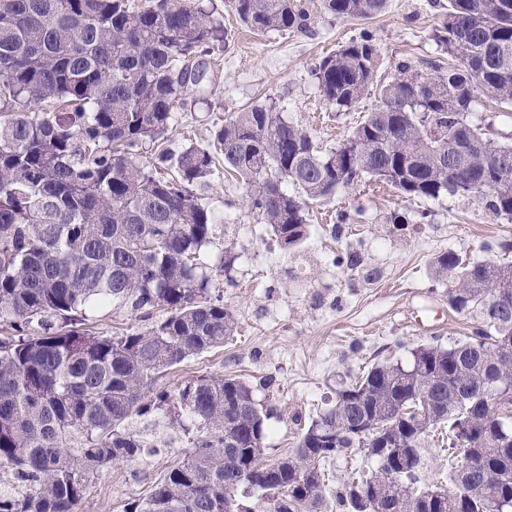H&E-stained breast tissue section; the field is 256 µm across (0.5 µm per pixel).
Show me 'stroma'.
Instances as JSON below:
<instances>
[{
	"mask_svg": "<svg viewBox=\"0 0 512 512\" xmlns=\"http://www.w3.org/2000/svg\"><path fill=\"white\" fill-rule=\"evenodd\" d=\"M313 17L305 32L258 34L225 12V47L211 57L207 101L187 102L168 130L171 147L207 144L214 124L257 100L275 103L291 123L324 148L346 139L377 101L369 91L346 111L326 105L313 68L351 39L372 33L380 46L379 79L398 62L427 72L449 57L434 40L448 0H389L366 21L324 14L308 0ZM202 203L215 217V251L231 250L235 261L213 284L238 322L224 347L208 351L163 377L173 386L201 373L232 374L258 383L272 376L271 397L279 415L269 422L268 459L290 452L299 427L310 422L336 386L380 360L408 362L411 349L469 335L470 318L448 307V284L432 270L435 257L454 251L468 261L512 263V221L498 219L484 204L442 197L408 199L390 185L361 182L311 205L309 234L290 250L245 205V189L216 162ZM404 223H391L394 215ZM301 421V422H302ZM134 431L162 439L167 450L144 461L105 470L92 484L80 512H123L147 496L154 481L182 458L183 434L142 421Z\"/></svg>",
	"mask_w": 512,
	"mask_h": 512,
	"instance_id": "1",
	"label": "stroma"
}]
</instances>
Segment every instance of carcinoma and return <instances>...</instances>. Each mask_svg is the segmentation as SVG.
<instances>
[{
  "instance_id": "carcinoma-1",
  "label": "carcinoma",
  "mask_w": 512,
  "mask_h": 512,
  "mask_svg": "<svg viewBox=\"0 0 512 512\" xmlns=\"http://www.w3.org/2000/svg\"><path fill=\"white\" fill-rule=\"evenodd\" d=\"M248 28L304 31L307 0H224ZM387 0H321L324 13L369 20ZM224 16L202 0H0V512H79L89 485L112 465L158 445L130 430L153 416L187 436L181 461L124 512H328L322 463L362 448L376 468L336 488L348 512H512V264L433 261L448 307L472 333L426 343L405 364L382 362L341 383L301 428L296 447L267 463L274 380L255 387L203 373L169 389L159 379L224 346L238 323L213 289L228 269L214 217L196 195L213 172L241 181L246 206L293 248L309 204L370 177L407 198L481 202L512 219V142L475 123L481 97L512 117V0H448L436 43L454 63L434 72L407 62L377 86L379 105L326 149L271 103L255 101L214 127L206 146H165L186 96L202 91L208 48L226 41ZM380 48L352 39L315 66L326 104L355 107L374 86ZM482 76L480 93L468 74ZM486 141L465 157L461 148ZM157 145L144 155V145ZM291 182L301 195L288 194ZM111 304L150 318L144 331L105 336L88 314ZM497 401L498 416L484 407ZM466 437L470 468L406 494L427 468L429 433L448 425L450 454Z\"/></svg>"
}]
</instances>
